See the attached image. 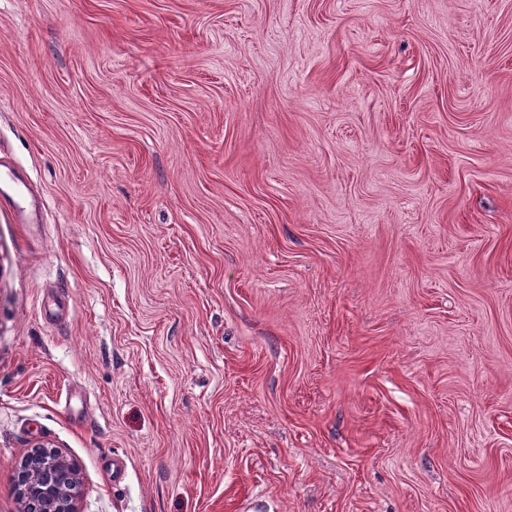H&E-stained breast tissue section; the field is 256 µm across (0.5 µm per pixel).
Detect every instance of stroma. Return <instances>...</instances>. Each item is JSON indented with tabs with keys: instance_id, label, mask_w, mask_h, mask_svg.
Wrapping results in <instances>:
<instances>
[{
	"instance_id": "stroma-1",
	"label": "stroma",
	"mask_w": 512,
	"mask_h": 512,
	"mask_svg": "<svg viewBox=\"0 0 512 512\" xmlns=\"http://www.w3.org/2000/svg\"><path fill=\"white\" fill-rule=\"evenodd\" d=\"M0 165V512H512V0H0ZM44 448L48 447H35L22 461L17 479L19 497L25 499L27 511L77 512L79 477L75 467L58 451ZM36 484L40 494L34 497Z\"/></svg>"
}]
</instances>
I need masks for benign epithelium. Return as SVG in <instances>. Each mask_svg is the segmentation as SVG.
Returning <instances> with one entry per match:
<instances>
[{
    "mask_svg": "<svg viewBox=\"0 0 512 512\" xmlns=\"http://www.w3.org/2000/svg\"><path fill=\"white\" fill-rule=\"evenodd\" d=\"M79 477L61 453L35 447L22 461L18 495L29 512H77Z\"/></svg>",
    "mask_w": 512,
    "mask_h": 512,
    "instance_id": "obj_1",
    "label": "benign epithelium"
}]
</instances>
